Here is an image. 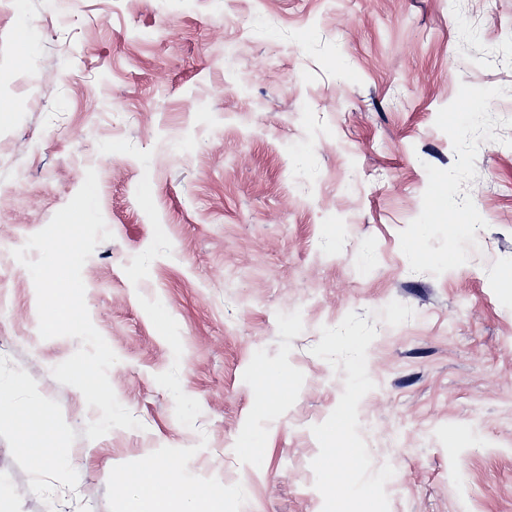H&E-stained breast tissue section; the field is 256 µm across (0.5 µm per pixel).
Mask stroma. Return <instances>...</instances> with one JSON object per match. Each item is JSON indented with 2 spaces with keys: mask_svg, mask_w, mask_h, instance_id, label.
I'll return each mask as SVG.
<instances>
[{
  "mask_svg": "<svg viewBox=\"0 0 512 512\" xmlns=\"http://www.w3.org/2000/svg\"><path fill=\"white\" fill-rule=\"evenodd\" d=\"M1 100L0 254L96 171L85 302L141 423L86 438L80 339L0 266V382L58 434L37 469L0 424L14 512H112L153 461L224 512H512V0H9ZM351 458L346 462L347 459ZM358 461L351 448H332L325 461L326 479L330 484L346 483Z\"/></svg>",
  "mask_w": 512,
  "mask_h": 512,
  "instance_id": "obj_1",
  "label": "stroma"
}]
</instances>
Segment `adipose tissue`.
<instances>
[{
	"instance_id": "adipose-tissue-1",
	"label": "adipose tissue",
	"mask_w": 512,
	"mask_h": 512,
	"mask_svg": "<svg viewBox=\"0 0 512 512\" xmlns=\"http://www.w3.org/2000/svg\"><path fill=\"white\" fill-rule=\"evenodd\" d=\"M8 419L20 433L21 446L35 464L47 466L54 458L52 422L43 411L15 408L0 398V419ZM114 512H224V499L191 483L171 465H147L136 479L114 476Z\"/></svg>"
}]
</instances>
